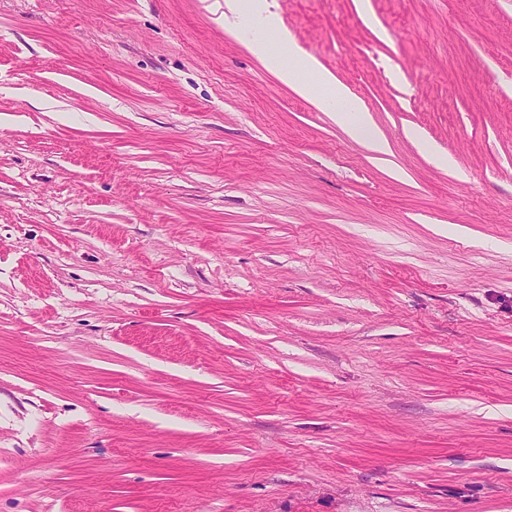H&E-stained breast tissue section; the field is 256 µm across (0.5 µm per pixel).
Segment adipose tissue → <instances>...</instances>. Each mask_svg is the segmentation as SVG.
I'll return each instance as SVG.
<instances>
[{
	"mask_svg": "<svg viewBox=\"0 0 512 512\" xmlns=\"http://www.w3.org/2000/svg\"><path fill=\"white\" fill-rule=\"evenodd\" d=\"M232 6L247 16L250 27L264 32V39L253 42L252 49L268 69L319 108L333 112L337 124L352 137L365 140L372 151L387 152L386 140L374 133L368 113L345 87L320 71L313 60L273 47L271 38L279 33L273 14L263 10L257 0H233Z\"/></svg>",
	"mask_w": 512,
	"mask_h": 512,
	"instance_id": "obj_1",
	"label": "adipose tissue"
}]
</instances>
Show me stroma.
Listing matches in <instances>:
<instances>
[{
	"label": "stroma",
	"instance_id": "35a3bbf8",
	"mask_svg": "<svg viewBox=\"0 0 512 512\" xmlns=\"http://www.w3.org/2000/svg\"><path fill=\"white\" fill-rule=\"evenodd\" d=\"M0 0V512H512V0ZM230 2L236 12L247 16L251 28L260 29L267 36H276L281 45L287 44L280 36L275 16L263 10L258 4L259 1L235 0ZM246 2L248 3L246 4ZM252 49L268 69L276 72L300 95L312 99L319 108L334 112L336 123L352 137L365 140L374 152H388L386 140L373 132L363 106L345 87L320 71L313 60L296 54L290 41L288 52L274 48L268 37L253 42Z\"/></svg>",
	"mask_w": 512,
	"mask_h": 512
}]
</instances>
